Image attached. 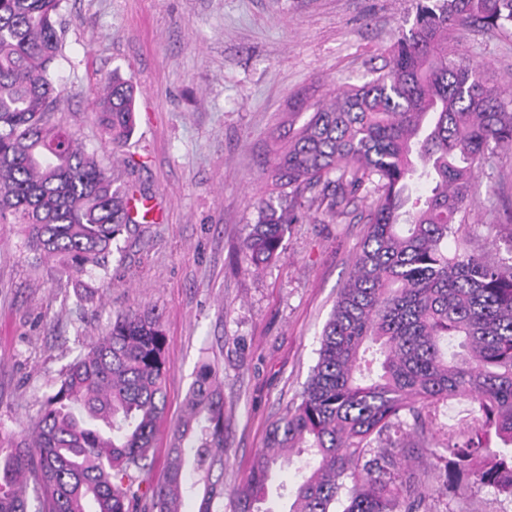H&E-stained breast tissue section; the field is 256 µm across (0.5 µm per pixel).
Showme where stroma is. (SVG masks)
<instances>
[{"instance_id": "obj_1", "label": "stroma", "mask_w": 512, "mask_h": 512, "mask_svg": "<svg viewBox=\"0 0 512 512\" xmlns=\"http://www.w3.org/2000/svg\"><path fill=\"white\" fill-rule=\"evenodd\" d=\"M418 0H64L59 116L114 176L148 193L153 222L130 226L110 279L77 302L50 260L0 224V435L36 416L59 373L128 310L159 315L170 370L167 418L148 480L165 460L193 372L210 361L223 384L224 485L243 482L269 424L296 402L368 226L366 202L330 216L312 208L290 225L278 260L242 268L239 246L267 189L272 135L286 113L310 114L334 91L372 79L412 26ZM486 61L490 85H512V34L473 24L453 35ZM134 87L135 125L121 151L96 124L112 76ZM512 147L478 173L464 217L472 235L512 220ZM419 471L429 512H512V498L465 480L439 493L427 456Z\"/></svg>"}]
</instances>
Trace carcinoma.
<instances>
[{
	"label": "carcinoma",
	"instance_id": "cac0c4a2",
	"mask_svg": "<svg viewBox=\"0 0 512 512\" xmlns=\"http://www.w3.org/2000/svg\"><path fill=\"white\" fill-rule=\"evenodd\" d=\"M61 4L0 0V223L21 225L26 247L86 301L134 220L127 187L57 118ZM458 20L512 32V0H418L376 77L275 139L273 190L240 245L246 269L278 259L288 227L315 203L334 216L369 184L377 196L299 401L269 425L265 450L231 490L234 512H270L272 470L294 448L312 464L288 512H427L416 475L399 466L416 451L445 492L464 477L512 498V262L457 223L475 170L512 146V97L488 85L486 62L451 47ZM96 117L122 147L133 86L112 76ZM369 344L380 358H365ZM167 372L159 316L118 314L61 369L24 438L0 440V512H180L188 456L199 512H217L227 448L208 361L173 433L167 481L148 482ZM457 397L473 404L470 423L427 436L437 404ZM493 436L505 448H491Z\"/></svg>",
	"mask_w": 512,
	"mask_h": 512
}]
</instances>
